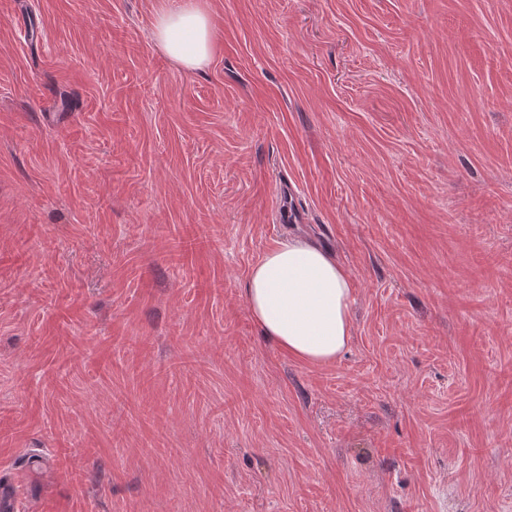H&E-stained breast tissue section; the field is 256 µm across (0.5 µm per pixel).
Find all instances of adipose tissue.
Wrapping results in <instances>:
<instances>
[{"instance_id": "ef3b65f1", "label": "adipose tissue", "mask_w": 512, "mask_h": 512, "mask_svg": "<svg viewBox=\"0 0 512 512\" xmlns=\"http://www.w3.org/2000/svg\"><path fill=\"white\" fill-rule=\"evenodd\" d=\"M213 24L200 0L161 10L153 38L188 70L208 63ZM251 316L265 336L293 357L312 363L336 360L350 342L352 288L345 270L316 244L290 236L251 266L245 284Z\"/></svg>"}]
</instances>
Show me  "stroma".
Masks as SVG:
<instances>
[{
	"mask_svg": "<svg viewBox=\"0 0 512 512\" xmlns=\"http://www.w3.org/2000/svg\"><path fill=\"white\" fill-rule=\"evenodd\" d=\"M178 2L0 0L18 512H512V0H202L195 71ZM291 233L354 288L328 365L245 301ZM152 34L159 47L187 70L203 67L211 57L212 20L203 5L195 0L161 10Z\"/></svg>",
	"mask_w": 512,
	"mask_h": 512,
	"instance_id": "35a3bbf8",
	"label": "stroma"
}]
</instances>
